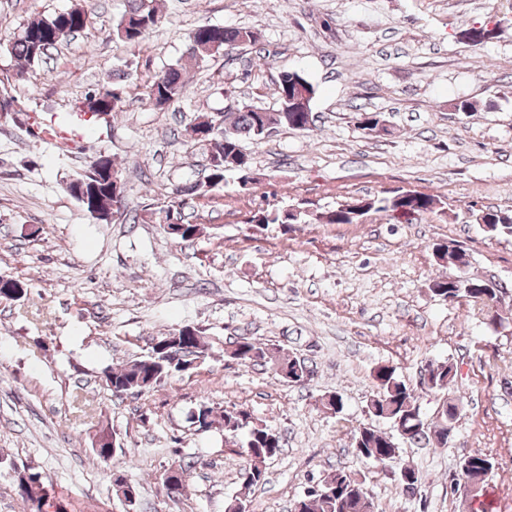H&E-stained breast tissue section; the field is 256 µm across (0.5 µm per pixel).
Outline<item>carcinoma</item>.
I'll return each mask as SVG.
<instances>
[{
  "label": "carcinoma",
  "mask_w": 512,
  "mask_h": 512,
  "mask_svg": "<svg viewBox=\"0 0 512 512\" xmlns=\"http://www.w3.org/2000/svg\"><path fill=\"white\" fill-rule=\"evenodd\" d=\"M164 20L157 0H127L125 11L113 27V35L131 49L140 47L146 36L158 29ZM92 23L91 12L83 5L77 4L71 9L49 16L34 18L24 23L19 32L9 41L8 53L20 61L9 74L0 77V112L11 106L16 98L11 94L12 86L26 82L32 77L36 67L47 52L64 43L74 33L87 28ZM255 44L254 31L248 28H226L204 25L194 29L189 36L186 58L201 67L211 59L226 54L231 48L244 43ZM302 86L308 93L315 94L314 86L299 72L283 69L276 84L277 108L267 111L262 108L244 104L234 111L222 113L218 117L200 115L191 131L194 140L209 146L208 174L203 183L175 191L166 204L158 208L165 232L177 241H188L202 233L198 224L182 221L170 223L171 216L182 215L190 197L203 195L209 189L224 181V172L237 170L242 177L248 176L250 161L238 157L237 148L242 142L260 140L265 132L275 126L288 127L282 116L286 99L295 86ZM186 88L183 67L178 64L170 67L164 75L156 78L146 86V102L154 109L164 112L169 105L179 100ZM125 91L117 84L112 88L99 90L85 98L80 112H93L106 115L110 112L123 111ZM83 194L105 203L112 199V182L98 168V163L90 161L87 169L67 186V192L84 208L78 190ZM371 210L383 212L391 220L397 219V211L404 207L413 210L414 216L421 217L437 211L438 200L435 196L420 191L396 189L382 197L371 198ZM512 216V211L487 208L479 214V221L489 226L488 233L497 238H512V222L504 221V216ZM297 220L277 209H262L253 213L247 223L251 226L268 224H290ZM317 220L324 224H350L355 218L342 210L333 209L321 213ZM482 283L476 278H467L456 283L448 282V277H441L430 284V290L441 299L450 296L465 301L478 299L475 286ZM212 355V346L204 336V331L197 327L195 335L185 336L176 329L158 339V344L151 353L139 360H134L121 368L106 369L101 381L107 390L118 396L124 393H142L163 383L174 373H187L191 368L182 360L198 359L200 362ZM229 356L242 365L280 366L285 375L299 380H308L311 371L305 364L295 368L298 360L281 354L273 344L262 343L247 336H241L232 345ZM457 375L455 364L449 360L433 362L428 365L423 378V386L435 393L448 389ZM376 389L370 398L367 409L375 418L390 423L402 421L403 430L397 436H388L386 432L372 425L356 428L351 436L353 454L374 466H384L396 460V451L400 442L416 444L422 440H431L439 447L448 444V431L455 429L458 422L457 407L453 399L446 398L442 412L437 417L433 428H428L416 404L415 388L401 379L396 369L389 365H380L373 371ZM191 419L201 427L219 424L224 435L239 445L241 454L249 464L239 471L238 480L244 491H250L266 482V471L261 464L277 457L282 451V437L279 431L266 422L256 418L244 407L226 408L220 412L201 405L192 412ZM115 437L109 431H102L93 448L96 459L101 464L108 463L112 457ZM16 488L19 497L26 504L27 512H66L63 504L52 496L40 480V476L28 469H15ZM398 480L402 490L415 494L421 477L411 465L398 468ZM370 501L363 482L346 470H336L318 480L317 487L307 489L296 501L294 512H369Z\"/></svg>",
  "instance_id": "obj_1"
}]
</instances>
